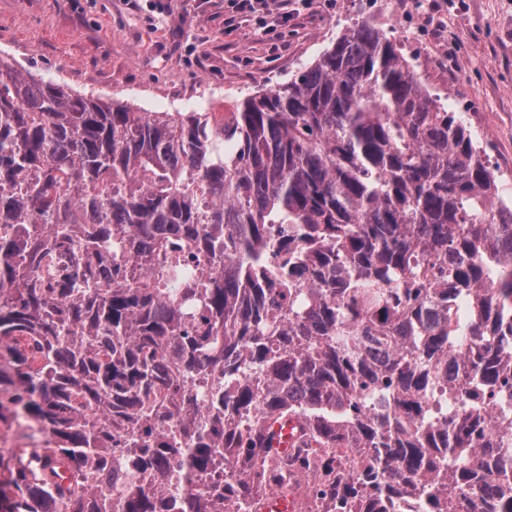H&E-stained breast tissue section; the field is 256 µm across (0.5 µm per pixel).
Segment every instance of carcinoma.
Instances as JSON below:
<instances>
[{"label": "carcinoma", "mask_w": 512, "mask_h": 512, "mask_svg": "<svg viewBox=\"0 0 512 512\" xmlns=\"http://www.w3.org/2000/svg\"><path fill=\"white\" fill-rule=\"evenodd\" d=\"M480 153L366 21L225 113L138 112L0 56V342L27 340L9 386L57 441L0 452V512H85L114 456L159 479L117 488V512H224L193 488L223 464L247 512L285 416L302 448L374 453L369 486L324 492L332 512H462L470 490L512 512L482 406L512 426V210ZM437 389L470 403L443 412Z\"/></svg>", "instance_id": "1"}]
</instances>
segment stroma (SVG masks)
I'll return each instance as SVG.
<instances>
[{
	"label": "stroma",
	"instance_id": "1",
	"mask_svg": "<svg viewBox=\"0 0 512 512\" xmlns=\"http://www.w3.org/2000/svg\"><path fill=\"white\" fill-rule=\"evenodd\" d=\"M286 24L227 0H0V56L143 112L219 110L284 85L354 23L386 34L430 92L512 169V0H293Z\"/></svg>",
	"mask_w": 512,
	"mask_h": 512
}]
</instances>
